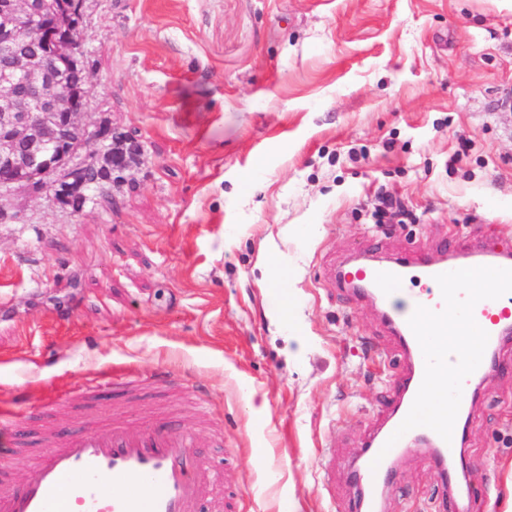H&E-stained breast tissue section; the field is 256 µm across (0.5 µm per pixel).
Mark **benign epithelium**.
<instances>
[{
  "label": "benign epithelium",
  "instance_id": "7a95c632",
  "mask_svg": "<svg viewBox=\"0 0 512 512\" xmlns=\"http://www.w3.org/2000/svg\"><path fill=\"white\" fill-rule=\"evenodd\" d=\"M85 0H0V219L15 223L19 199L49 195L67 208L66 193L86 196L125 185L140 146L115 127L83 122L89 104ZM36 32L39 51L22 49V27ZM128 147L89 151L110 137Z\"/></svg>",
  "mask_w": 512,
  "mask_h": 512
}]
</instances>
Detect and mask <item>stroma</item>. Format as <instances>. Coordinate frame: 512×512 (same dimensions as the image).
I'll list each match as a JSON object with an SVG mask.
<instances>
[{
  "label": "stroma",
  "mask_w": 512,
  "mask_h": 512,
  "mask_svg": "<svg viewBox=\"0 0 512 512\" xmlns=\"http://www.w3.org/2000/svg\"><path fill=\"white\" fill-rule=\"evenodd\" d=\"M84 24V121L143 153L80 213L42 195L0 224V412L98 384L105 417L161 402L195 426L214 499L353 512L408 358L329 269L512 244V0H85ZM381 194L402 221L377 224ZM114 370L178 385L119 399ZM468 410L458 506L512 512V372L473 385ZM392 470L381 512H440L431 448Z\"/></svg>",
  "instance_id": "35a3bbf8"
}]
</instances>
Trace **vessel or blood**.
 Listing matches in <instances>:
<instances>
[{
  "label": "vessel or blood",
  "instance_id": "obj_1",
  "mask_svg": "<svg viewBox=\"0 0 512 512\" xmlns=\"http://www.w3.org/2000/svg\"><path fill=\"white\" fill-rule=\"evenodd\" d=\"M487 278L495 284L490 294L480 286ZM335 280L344 288L372 292L390 307L395 297L405 301L402 311L391 308L387 320L410 365L400 379L398 399L356 468L358 512H378L389 462L408 450L412 434L431 441L440 461L459 446V432L433 426L418 414L431 374H447L448 397L462 407L472 379L493 369L512 370V360L500 356L505 333L512 329V256L489 249L455 250L442 262L416 254L388 263L364 257L338 271ZM442 312L468 326L480 342L481 357L418 339L417 318ZM109 384L132 397L146 390L164 393L176 382L168 375L144 378L127 372L113 374ZM96 397L95 387L77 385L35 411L12 416L11 426L21 429L32 414L41 415L46 445L30 461L28 483L17 487L0 480V512H198L215 478L198 454L195 429L176 424L162 411L136 425L120 417L109 420L101 415ZM65 411L81 413L85 427L74 432L56 428V417Z\"/></svg>",
  "mask_w": 512,
  "mask_h": 512
}]
</instances>
